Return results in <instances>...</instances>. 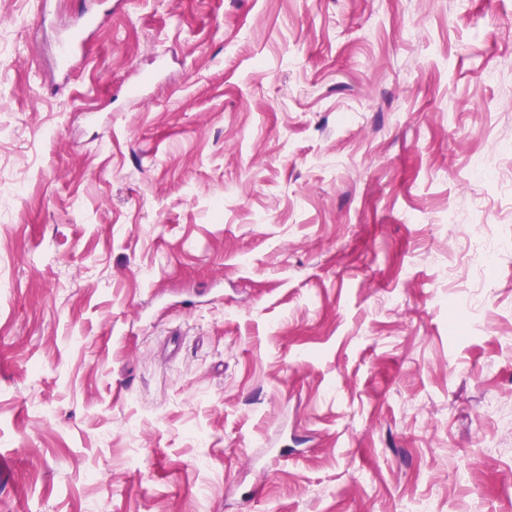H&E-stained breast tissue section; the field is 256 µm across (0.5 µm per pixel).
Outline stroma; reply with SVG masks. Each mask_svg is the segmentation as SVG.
<instances>
[{
  "label": "stroma",
  "mask_w": 512,
  "mask_h": 512,
  "mask_svg": "<svg viewBox=\"0 0 512 512\" xmlns=\"http://www.w3.org/2000/svg\"><path fill=\"white\" fill-rule=\"evenodd\" d=\"M52 2L0 0V512H512V0H115L66 77Z\"/></svg>",
  "instance_id": "35a3bbf8"
}]
</instances>
